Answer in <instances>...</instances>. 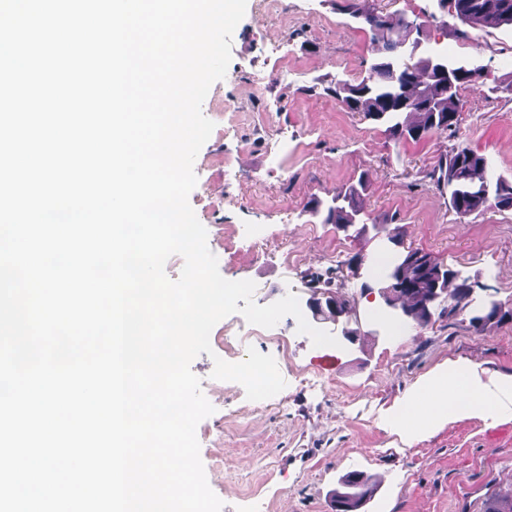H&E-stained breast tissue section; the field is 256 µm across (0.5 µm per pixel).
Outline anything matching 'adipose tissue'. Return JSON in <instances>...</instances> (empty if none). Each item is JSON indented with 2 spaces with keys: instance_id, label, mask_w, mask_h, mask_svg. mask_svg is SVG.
<instances>
[{
  "instance_id": "ef3b65f1",
  "label": "adipose tissue",
  "mask_w": 512,
  "mask_h": 512,
  "mask_svg": "<svg viewBox=\"0 0 512 512\" xmlns=\"http://www.w3.org/2000/svg\"><path fill=\"white\" fill-rule=\"evenodd\" d=\"M476 375L473 365L452 368L416 394L403 398L394 411L396 429L411 431L445 420L494 422L512 417V383L481 386Z\"/></svg>"
}]
</instances>
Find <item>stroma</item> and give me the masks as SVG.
Wrapping results in <instances>:
<instances>
[{"mask_svg":"<svg viewBox=\"0 0 512 512\" xmlns=\"http://www.w3.org/2000/svg\"><path fill=\"white\" fill-rule=\"evenodd\" d=\"M380 7L421 25L417 56H481L487 71L461 93L456 136L395 144L385 124L351 111L333 94L359 82L372 61L354 10ZM215 128L200 149L189 203L227 280H250L253 300L306 301L314 277L337 271L334 289L356 311L355 344L313 346L295 317L272 337H253L239 314L211 331V353L191 369L214 408L196 430L200 457L222 512H332L343 476L360 471L377 487L360 512H481L487 495L512 489V419L437 424L408 439L384 421L412 389L449 365L470 362L481 379H512V322L478 332L465 316H434L429 327L392 325L380 298L338 271L362 253L385 254L391 237L474 279L475 295L512 306V211L460 217L429 173L441 154L468 146L512 181V28L462 29L439 0H258L232 35L231 62L202 104ZM365 181L362 223L345 234L307 210ZM267 242L265 252L253 248ZM287 349H280L278 339ZM271 355L286 386L249 400L234 381L213 379L225 340Z\"/></svg>","mask_w":512,"mask_h":512,"instance_id":"1","label":"stroma"}]
</instances>
